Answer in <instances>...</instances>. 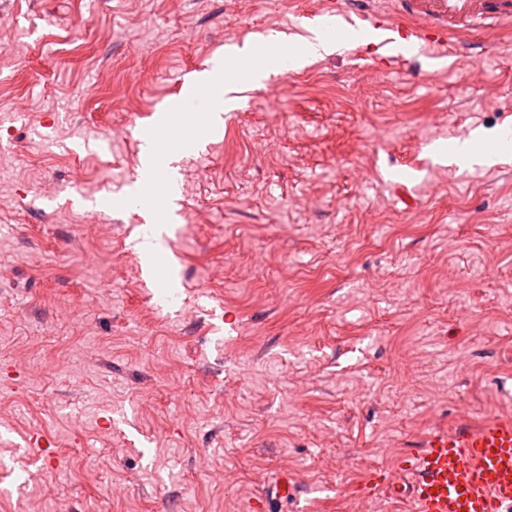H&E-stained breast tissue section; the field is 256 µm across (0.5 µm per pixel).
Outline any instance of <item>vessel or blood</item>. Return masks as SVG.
<instances>
[{
	"label": "vessel or blood",
	"mask_w": 512,
	"mask_h": 512,
	"mask_svg": "<svg viewBox=\"0 0 512 512\" xmlns=\"http://www.w3.org/2000/svg\"><path fill=\"white\" fill-rule=\"evenodd\" d=\"M362 0L337 8L347 26L387 29L424 45H447L451 37L512 24V0H397L408 17L397 24ZM399 475L373 470L363 496L383 492L409 512H512V418L474 427L438 428L423 448L404 457Z\"/></svg>",
	"instance_id": "b4317fda"
}]
</instances>
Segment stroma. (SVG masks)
Masks as SVG:
<instances>
[{
  "label": "stroma",
  "instance_id": "stroma-1",
  "mask_svg": "<svg viewBox=\"0 0 512 512\" xmlns=\"http://www.w3.org/2000/svg\"><path fill=\"white\" fill-rule=\"evenodd\" d=\"M329 2L0 0V512H406L370 470L512 416V157L435 155L512 129V32L242 84L154 265L99 208L186 69ZM485 142L486 136L484 133H477L461 144L457 141L451 152L455 156L453 160H462L470 164L487 167L495 165L506 152V147L501 151L492 152L484 148Z\"/></svg>",
  "mask_w": 512,
  "mask_h": 512
}]
</instances>
